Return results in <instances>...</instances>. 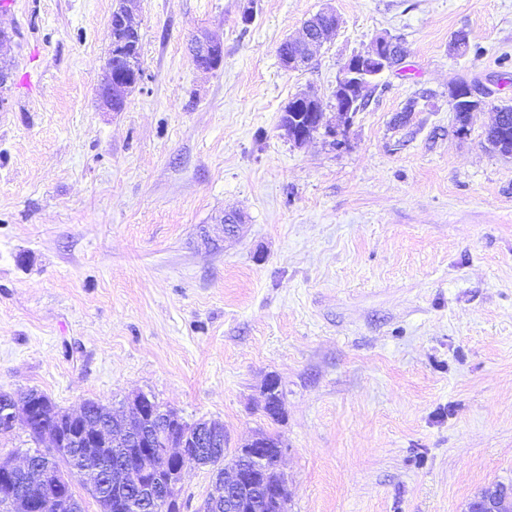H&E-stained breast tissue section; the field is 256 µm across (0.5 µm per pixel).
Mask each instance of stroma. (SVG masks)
Segmentation results:
<instances>
[{
    "instance_id": "obj_1",
    "label": "stroma",
    "mask_w": 512,
    "mask_h": 512,
    "mask_svg": "<svg viewBox=\"0 0 512 512\" xmlns=\"http://www.w3.org/2000/svg\"><path fill=\"white\" fill-rule=\"evenodd\" d=\"M116 5L0 0V392L69 411L143 393L220 421L230 451L277 434L288 512H463L512 484V156L484 140L512 105V0H138L142 77L110 112ZM327 8L335 35L284 69ZM381 33L406 58L341 143L289 141L288 103L330 105ZM204 34L224 44L208 72ZM462 78L490 93L463 130ZM212 480L185 466L182 512ZM299 51L294 54H289L288 56L282 55V66L287 70H295L299 69L306 64H308V59L311 58L313 49L317 46L322 45L325 42L324 36L322 35L319 27H306L304 28L303 37L296 42ZM295 43H291L290 41H284L280 44L278 48V52H287L288 47L293 48ZM193 47L197 48L199 59L194 64L199 70H212L221 64L224 57V45L219 39L203 35L196 38Z\"/></svg>"
}]
</instances>
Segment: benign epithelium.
I'll list each match as a JSON object with an SVG mask.
<instances>
[{"label": "benign epithelium", "mask_w": 512, "mask_h": 512, "mask_svg": "<svg viewBox=\"0 0 512 512\" xmlns=\"http://www.w3.org/2000/svg\"><path fill=\"white\" fill-rule=\"evenodd\" d=\"M325 42L324 36L317 27L304 28L303 37L297 42L299 51L294 54L282 55V66L287 70L299 69L308 64L313 49ZM193 47L197 48L199 59L195 66L200 70L217 68L224 57L223 43L209 35L196 38ZM399 42L387 34L374 38L370 48L365 52L352 54L343 64L337 79L334 94V109L340 117V124L328 120L321 105H313L311 115L316 117V124L311 130L296 136L299 142L307 141L318 133L329 137L339 135V129H348L353 121L351 113V91L358 86H368L381 73L396 66ZM139 76L128 77L123 73H113L112 61H107L106 75L99 86L98 96L101 103L112 108V100L119 93L136 86ZM464 95H450V105H456L461 99L468 101V111L474 112L485 104L484 97L488 93L477 87L464 83ZM0 420L10 427L23 425L28 432L34 431V414L32 404L26 399H15L4 409L0 410ZM179 422L181 417L172 409L165 408L143 394H137L128 401V414L117 418V424L104 426L100 423L85 421L79 425L75 433L68 437L83 443L86 448L85 460L82 467L72 469L74 475L85 480L86 485L95 487V477L99 468L89 461L91 451L98 447H121L136 442L149 453L158 454L165 460L174 463L159 471L154 482L140 488L138 500L132 505L135 512H172L175 496L179 488L185 463L196 460L195 455L186 450V443L179 444L158 442L153 433V424L161 422ZM66 437V438H68ZM66 438L53 433L43 435L46 440V450L52 451L66 442ZM268 443L257 436L241 446L245 464L224 467V480L220 481L212 493V498L224 497L233 503L245 504L247 498L257 488L267 462ZM34 456L24 457L23 464L12 465L0 462V499H4L9 491L7 477L14 474L26 473L38 482L45 481L41 472L33 466ZM267 495L280 503L288 502V486L282 478L263 482ZM466 512H512V490L502 483H492L485 487L479 496L468 503Z\"/></svg>", "instance_id": "benign-epithelium-1"}]
</instances>
